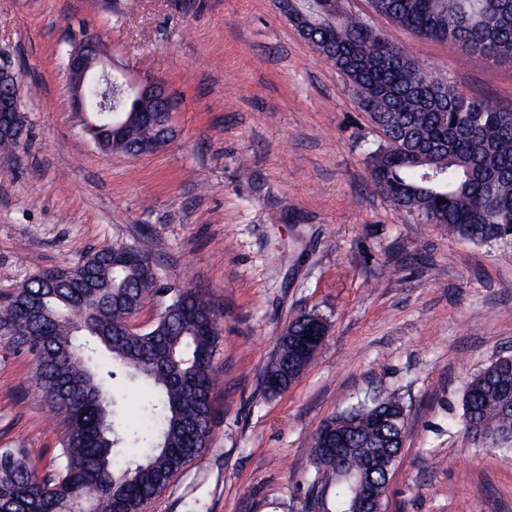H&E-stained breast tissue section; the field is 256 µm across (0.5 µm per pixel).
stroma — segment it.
<instances>
[{"label": "stroma", "mask_w": 512, "mask_h": 512, "mask_svg": "<svg viewBox=\"0 0 512 512\" xmlns=\"http://www.w3.org/2000/svg\"><path fill=\"white\" fill-rule=\"evenodd\" d=\"M373 22L463 93L512 109V60L465 62ZM84 30L117 68L177 94L159 151L86 137L64 74ZM0 59L23 75L25 116L19 150L0 152V305L31 274L122 241L151 254L161 283L203 286L224 311L211 445L148 512H298L315 432L382 386L408 422L387 512H512V449L459 422L470 374L512 351V244L421 223L373 187L378 131L274 0H0ZM301 311L328 334L266 395L276 338ZM34 370L0 335V447L26 449L44 475L64 427Z\"/></svg>", "instance_id": "1"}]
</instances>
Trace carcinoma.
<instances>
[{"label":"carcinoma","instance_id":"1","mask_svg":"<svg viewBox=\"0 0 512 512\" xmlns=\"http://www.w3.org/2000/svg\"><path fill=\"white\" fill-rule=\"evenodd\" d=\"M293 21L312 50L349 81L358 107L385 137L367 153L373 186L425 224L476 244L512 241V110L468 96L368 21L345 11L343 0H295ZM393 24L482 59L512 58V0H372ZM127 119L112 139L99 124V149L133 154L145 142L162 145L174 130L151 99L112 98ZM24 115H12L0 149L18 146ZM161 296L151 329L128 333L123 323L141 302ZM311 317L300 313L278 337L263 377L290 371L289 340L305 336ZM0 332L36 357L41 400L63 415L59 464L40 476L23 448L0 449V512H144L212 438V396L223 379L216 356L223 314L197 285L160 283L151 256L116 242L74 266L36 272L0 306ZM136 375L148 389L138 428L115 431L117 403L107 380ZM395 390L327 419L357 423L348 453L373 461L371 484L386 496V472L396 464L401 415ZM463 429L490 447L512 443V353L473 372L462 397ZM321 432L302 464L306 494L319 488L324 512H349L354 479L336 476L323 454Z\"/></svg>","mask_w":512,"mask_h":512}]
</instances>
